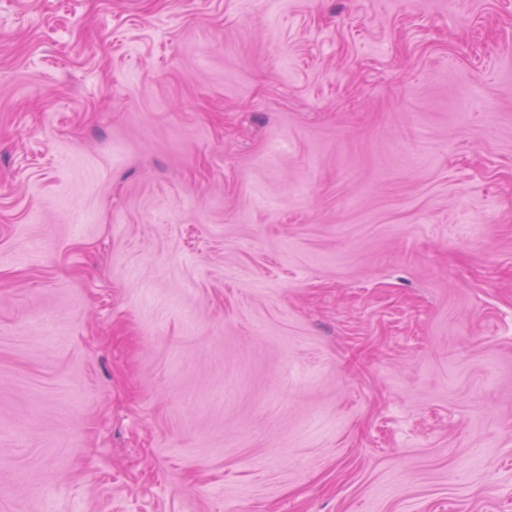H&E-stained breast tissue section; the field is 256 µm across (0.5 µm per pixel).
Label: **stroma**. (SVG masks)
Wrapping results in <instances>:
<instances>
[{"label":"stroma","mask_w":512,"mask_h":512,"mask_svg":"<svg viewBox=\"0 0 512 512\" xmlns=\"http://www.w3.org/2000/svg\"><path fill=\"white\" fill-rule=\"evenodd\" d=\"M0 512H512V0H0Z\"/></svg>","instance_id":"stroma-1"}]
</instances>
